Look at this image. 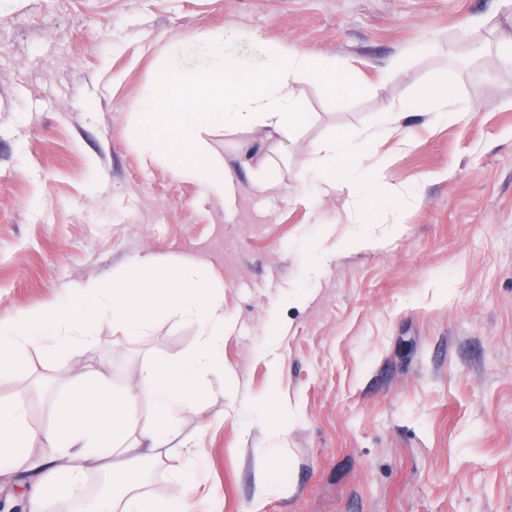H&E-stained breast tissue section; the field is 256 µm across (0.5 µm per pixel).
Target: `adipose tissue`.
<instances>
[{"instance_id": "obj_1", "label": "adipose tissue", "mask_w": 512, "mask_h": 512, "mask_svg": "<svg viewBox=\"0 0 512 512\" xmlns=\"http://www.w3.org/2000/svg\"><path fill=\"white\" fill-rule=\"evenodd\" d=\"M237 37L231 25L205 34L207 66L195 72L166 68L145 92L137 115L145 158L166 155L184 176L227 204L234 200L235 176L224 160L206 152L203 130L220 128L248 138L268 128L290 140L310 120L291 94L292 84L314 81L328 96L360 89L349 67L298 50H274L262 67L241 69L224 59L225 44ZM419 104L448 119L465 109L447 86L432 85L420 103L403 100L389 105L377 125L325 138L302 179L303 202L330 195L341 185L358 202L394 203L397 196L384 180L385 159L378 144L390 138L401 118ZM72 294L88 305L81 315L56 307L20 310L0 325L1 381L16 376L19 352L40 343L52 351L74 344L92 347L106 319L125 339L136 341L147 335L157 316H178L197 324L199 344L184 356L142 365L133 386L123 391L114 390L103 375L72 376L75 401L57 405L48 423L38 429L26 418L23 395L1 399L0 457L24 460L36 474L29 490L31 512H45L49 501L79 495L89 474H112L116 458L130 464L123 473L125 484L98 512H192L195 488L188 473L203 451L180 440L176 415L201 411L207 400V376L224 368L221 351L231 323L224 313L223 287L213 284L193 260L167 266L145 254L131 258L118 277L74 283ZM143 402L150 405L145 414L138 411ZM37 441L51 446L50 457L29 456ZM147 462L160 464L169 473L174 488L168 499L155 501L144 492L141 466Z\"/></svg>"}]
</instances>
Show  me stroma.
Returning <instances> with one entry per match:
<instances>
[{"label": "stroma", "instance_id": "stroma-1", "mask_svg": "<svg viewBox=\"0 0 512 512\" xmlns=\"http://www.w3.org/2000/svg\"><path fill=\"white\" fill-rule=\"evenodd\" d=\"M235 25L238 66L299 49L349 63L363 92L292 91L297 138L204 131L237 176L233 213L163 159L144 160L136 113L171 65ZM512 0H0V321L66 302L70 286L151 254L204 262L233 327L208 401L183 413L206 454L189 478L200 512H512ZM428 42L393 81L394 58ZM473 107L423 110L384 142L400 213L359 217L340 190L303 203L299 178L329 135L378 124L429 85ZM273 158L281 186L254 167ZM371 240L354 249L353 239ZM160 317L139 342L103 323L93 349H29L0 397L48 423L69 377L130 386L146 362L196 347Z\"/></svg>", "mask_w": 512, "mask_h": 512}]
</instances>
